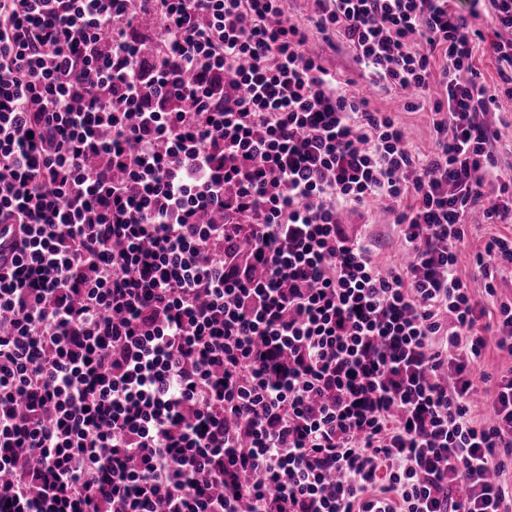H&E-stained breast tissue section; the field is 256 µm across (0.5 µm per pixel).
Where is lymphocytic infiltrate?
<instances>
[{
    "label": "lymphocytic infiltrate",
    "instance_id": "obj_1",
    "mask_svg": "<svg viewBox=\"0 0 512 512\" xmlns=\"http://www.w3.org/2000/svg\"><path fill=\"white\" fill-rule=\"evenodd\" d=\"M0 0V512H512V0ZM428 109L421 150L311 30ZM160 48L144 56L141 31ZM394 203L383 267L343 217ZM492 383L490 422L472 411ZM468 18L471 28L480 30L485 36V42L481 43L480 45L482 49L481 53H479V60L477 61V65L486 83L493 86L500 82L494 55L489 50V43L496 39L494 35L495 28L491 25V18L482 10L480 11L479 17ZM311 32L305 50L308 53L322 55L324 65L330 70L336 71V75L342 83L350 79L352 83L349 86L342 84L345 89L348 91L363 92L365 95L371 96L379 107L391 108L393 106L391 101L375 94V92L364 84V79L359 77V69L353 63L348 51L344 49L336 52L333 51L324 40V35L318 33L315 29L311 30ZM466 237L470 243L469 249L483 244L484 240L489 236L488 233L510 234V224H498L496 226L490 224H467L465 227Z\"/></svg>",
    "mask_w": 512,
    "mask_h": 512
}]
</instances>
